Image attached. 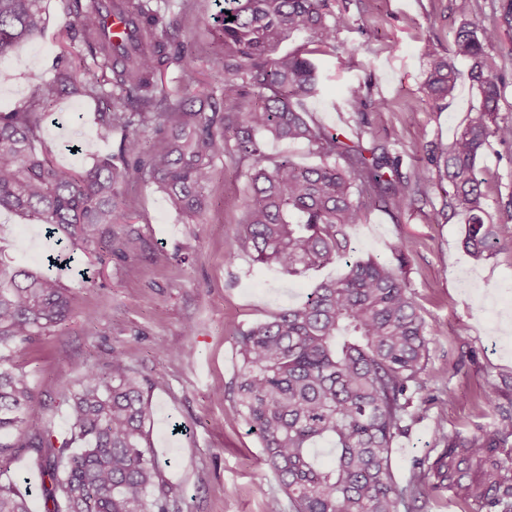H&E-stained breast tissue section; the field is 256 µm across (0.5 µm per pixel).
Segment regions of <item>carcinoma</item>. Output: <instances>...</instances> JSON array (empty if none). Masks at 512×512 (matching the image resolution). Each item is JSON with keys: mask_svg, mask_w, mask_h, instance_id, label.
<instances>
[{"mask_svg": "<svg viewBox=\"0 0 512 512\" xmlns=\"http://www.w3.org/2000/svg\"><path fill=\"white\" fill-rule=\"evenodd\" d=\"M137 22L133 45L115 47L102 21L99 0H67L64 26L69 41L80 38L88 56L74 61L61 53L53 78L30 85L26 103L0 113V209L44 226L65 248L79 247L98 259L125 258L139 248L132 227L112 226L128 215L122 187L135 175L153 179L186 219L209 207L206 193L215 161L246 165L250 199L237 232L239 248L254 261L289 276L345 257L348 229L360 223L355 197L371 189L383 203L402 210L413 205L426 172L404 176L387 147L367 158L345 146L330 129L309 122L302 103L318 90L319 75L307 52L278 53L292 35L335 45L348 19L329 0H224L220 33L224 83L220 111L205 112L191 100L158 97L171 61L182 68L195 58L185 44L171 50L175 36L162 28L160 4L121 0ZM234 20H229V17ZM47 22L43 0H0V57L38 36ZM512 29V0H502L490 26H461L448 55L422 48L425 86L436 101L455 97L456 60L471 62L470 79L482 96L478 114L451 143L433 149L439 181L453 189V206L467 217L463 244L476 259L512 247V209L495 217L485 208L487 180L478 159L496 141L512 144V121L489 123L498 111L501 85L482 61L501 29ZM373 82L352 86L347 105L359 121L372 105ZM97 101V134H121L118 157L98 160L82 171L56 165L39 152L41 113L58 95ZM150 131L162 145L144 149ZM303 141L324 157L301 166L283 154L266 164V141ZM379 259H354L339 279L323 281L298 307L237 333L238 373L231 386L235 415L255 429L260 463L278 477L288 506L274 497L266 512H400L419 491L437 492L455 482L463 508L512 509V480L504 476L502 448L512 437V416L472 437L434 431L436 457L412 474L407 485L391 473L395 440L425 387L428 324L403 269ZM18 269L0 287V512H29L25 495L9 474L12 448L37 458L50 512H170L172 489L161 462L148 446L151 413L143 382L126 355L112 352L108 364L92 367L69 384L70 438L55 446L49 434L26 435L25 413L34 392L15 359L37 336L69 318L70 295L50 270ZM326 440L335 448L325 464L311 448Z\"/></svg>", "mask_w": 512, "mask_h": 512, "instance_id": "obj_1", "label": "carcinoma"}]
</instances>
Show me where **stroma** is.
Segmentation results:
<instances>
[{
    "instance_id": "stroma-1",
    "label": "stroma",
    "mask_w": 512,
    "mask_h": 512,
    "mask_svg": "<svg viewBox=\"0 0 512 512\" xmlns=\"http://www.w3.org/2000/svg\"><path fill=\"white\" fill-rule=\"evenodd\" d=\"M167 2L166 26L195 51L198 62L191 71L170 65L166 95L173 100L219 94L224 64L216 29L224 0ZM500 3L472 0L464 17L454 0H333L351 21L337 33L335 47L307 37L282 45L286 51L306 47L318 68V92L304 104L310 120L336 129L344 143L387 146L399 155L402 174H427L411 207L395 211L366 202L361 223L349 231L354 258L391 262L395 248L406 246L405 271L415 299L426 322L437 328L429 342L423 403L392 452V471L402 486L413 467L432 456L435 425L469 437L512 415V248L480 260L466 252L465 218L451 205V187L437 183L431 160L434 144L452 141L482 98L469 79V62L461 61L455 98L429 100L421 55L427 43L447 53L463 22L488 24ZM43 5L48 23L42 34L0 58L13 75L0 84V112L23 105L31 83L53 76L65 4ZM485 64L502 86L495 118L512 121V30L502 31L487 48ZM369 78L389 106L368 109L359 125L345 105L346 90ZM97 110L96 101L78 97H58L42 109L40 147L55 164L80 171L118 154L119 136L103 140L96 133ZM478 168L489 181L488 211L503 210L512 202V145L492 144ZM125 192L142 248L103 262L79 251L71 267L60 271L70 291V317L57 332L36 338L16 362L34 390L25 430L66 438L63 378H82L90 367H103L113 351H124L138 375L152 382L149 443L163 463L162 477L173 488L178 512H266L269 499L282 491L274 473L259 463L258 437L234 414L235 334L301 304L318 282L345 274V260L301 276L254 262L236 240L247 180L228 162H215L207 186L210 208L194 223L147 178L134 177ZM53 247L42 225L1 209L0 285H8L17 269H44ZM232 249L238 256L231 263ZM488 386L496 389L492 410L481 398ZM11 475L30 512H46L43 477L30 451L14 449Z\"/></svg>"
}]
</instances>
